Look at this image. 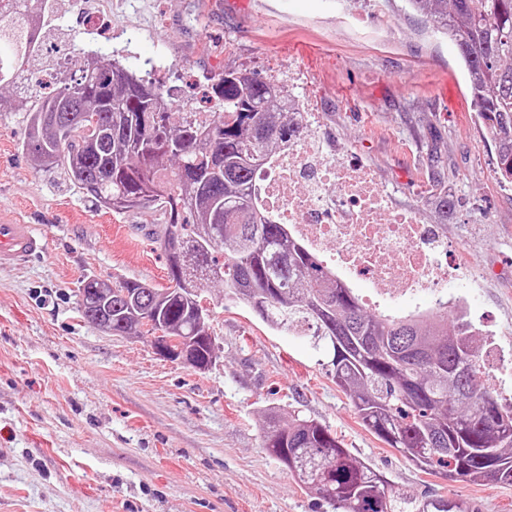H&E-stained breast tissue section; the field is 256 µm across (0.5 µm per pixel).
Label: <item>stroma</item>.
<instances>
[{
  "instance_id": "obj_1",
  "label": "stroma",
  "mask_w": 512,
  "mask_h": 512,
  "mask_svg": "<svg viewBox=\"0 0 512 512\" xmlns=\"http://www.w3.org/2000/svg\"><path fill=\"white\" fill-rule=\"evenodd\" d=\"M62 52L100 51L152 73L174 106L211 112V78L245 70L308 92L320 134L375 172L394 206L437 225L469 274L481 341L505 353L497 397H512V184L499 182L458 50L405 0H55ZM16 88L0 95V207L46 242L0 266V512H328L264 448L269 416L330 427L352 454L416 499L454 495L475 512H512V486L427 474L354 413L308 337L270 330L208 285L216 362L200 371L149 337L81 318L96 277L169 285L158 214H114L36 170ZM447 189L440 222L432 198Z\"/></svg>"
}]
</instances>
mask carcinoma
<instances>
[{"mask_svg":"<svg viewBox=\"0 0 512 512\" xmlns=\"http://www.w3.org/2000/svg\"><path fill=\"white\" fill-rule=\"evenodd\" d=\"M429 14L436 32L459 50L468 88L496 148L501 181L512 184V0H405ZM50 0H0V87L15 84L41 52ZM57 89L19 93L26 114L21 150L42 170L60 169L101 209L124 214L151 203L163 223L147 236L164 249L170 280L199 293L155 300L137 281L84 279L83 320L115 336L153 335L149 313L166 335L200 337V363L215 337L197 320L200 290L224 283L268 327L308 336L329 358L336 385L363 424L423 471L462 482L512 484V406L478 379L474 334L461 315H435L425 326L368 313L319 258L294 242L285 224L253 199L255 173L299 132L282 90L247 72L212 79L223 111L205 118L172 112L160 85L94 53L52 62ZM265 448L331 512H468L445 498L409 500L356 458L330 428L298 415L272 419Z\"/></svg>","mask_w":512,"mask_h":512,"instance_id":"1","label":"carcinoma"}]
</instances>
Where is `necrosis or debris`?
<instances>
[{"instance_id": "necrosis-or-debris-1", "label": "necrosis or debris", "mask_w": 512, "mask_h": 512, "mask_svg": "<svg viewBox=\"0 0 512 512\" xmlns=\"http://www.w3.org/2000/svg\"><path fill=\"white\" fill-rule=\"evenodd\" d=\"M254 192L293 240L327 253L338 280H368L366 304L427 298L432 312H468V300L450 289L447 240L415 213L393 209L377 175L331 150L313 120L269 159Z\"/></svg>"}]
</instances>
